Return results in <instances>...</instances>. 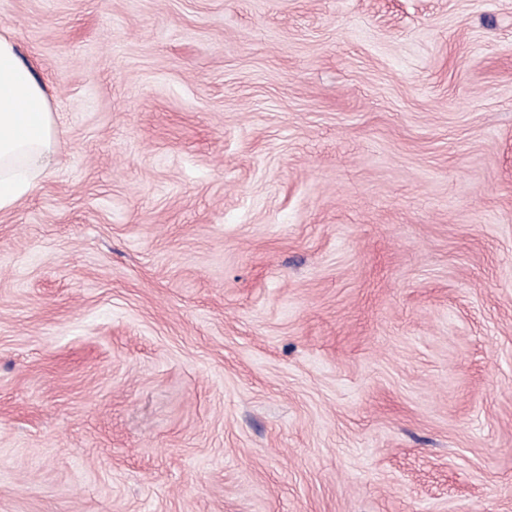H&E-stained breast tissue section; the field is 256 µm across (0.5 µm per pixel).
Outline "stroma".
I'll list each match as a JSON object with an SVG mask.
<instances>
[{
  "label": "stroma",
  "mask_w": 512,
  "mask_h": 512,
  "mask_svg": "<svg viewBox=\"0 0 512 512\" xmlns=\"http://www.w3.org/2000/svg\"><path fill=\"white\" fill-rule=\"evenodd\" d=\"M59 130L0 213V512H512V0H0Z\"/></svg>",
  "instance_id": "35a3bbf8"
}]
</instances>
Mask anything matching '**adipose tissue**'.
Listing matches in <instances>:
<instances>
[{
  "mask_svg": "<svg viewBox=\"0 0 512 512\" xmlns=\"http://www.w3.org/2000/svg\"><path fill=\"white\" fill-rule=\"evenodd\" d=\"M57 146L44 85L14 38L0 34V213L35 188Z\"/></svg>",
  "mask_w": 512,
  "mask_h": 512,
  "instance_id": "ef3b65f1",
  "label": "adipose tissue"
}]
</instances>
